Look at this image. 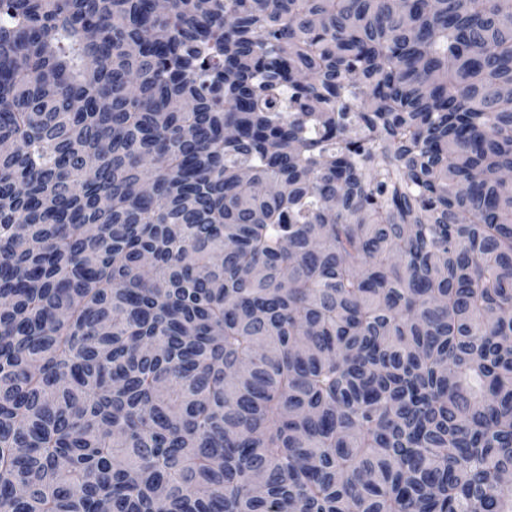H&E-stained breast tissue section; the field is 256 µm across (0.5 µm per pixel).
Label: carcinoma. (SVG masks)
<instances>
[{"mask_svg": "<svg viewBox=\"0 0 512 512\" xmlns=\"http://www.w3.org/2000/svg\"><path fill=\"white\" fill-rule=\"evenodd\" d=\"M512 0H0V512H512Z\"/></svg>", "mask_w": 512, "mask_h": 512, "instance_id": "obj_1", "label": "carcinoma"}]
</instances>
